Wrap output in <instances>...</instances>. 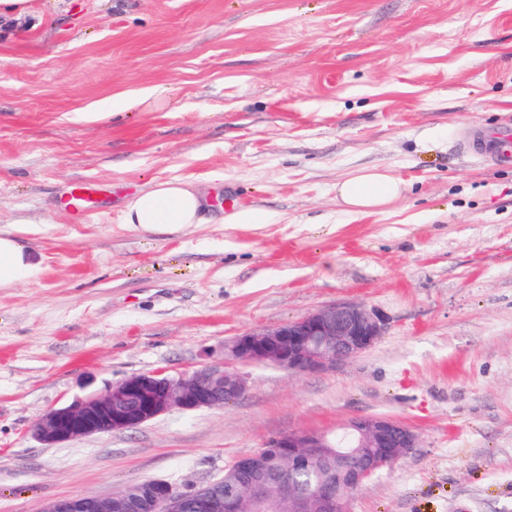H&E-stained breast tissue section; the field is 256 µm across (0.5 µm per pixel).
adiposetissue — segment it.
Here are the masks:
<instances>
[{"label":"adipose tissue","mask_w":512,"mask_h":512,"mask_svg":"<svg viewBox=\"0 0 512 512\" xmlns=\"http://www.w3.org/2000/svg\"><path fill=\"white\" fill-rule=\"evenodd\" d=\"M404 191V183L390 172L363 169L338 182L336 197L351 213H367L387 206ZM208 196L195 183L155 180L137 191L121 211L123 226L149 235L179 234L205 221ZM41 265L13 232L0 229V288H11L37 277Z\"/></svg>","instance_id":"1"}]
</instances>
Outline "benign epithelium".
Wrapping results in <instances>:
<instances>
[{
    "label": "benign epithelium",
    "instance_id": "benign-epithelium-1",
    "mask_svg": "<svg viewBox=\"0 0 512 512\" xmlns=\"http://www.w3.org/2000/svg\"><path fill=\"white\" fill-rule=\"evenodd\" d=\"M384 316L362 304L325 306L275 328H256L224 341L221 361L205 364L188 375L156 370L129 376L105 391L90 390L72 402L51 408L33 428L41 444L52 447L77 438L126 431L173 410L222 408L242 396L246 380L240 364L270 365L288 373L328 371L336 364L370 349L387 330ZM334 432H289L270 439L255 453L234 462L245 477L252 512H273L269 482L262 475L275 461L292 468L311 467L336 457V478L301 493L288 479L277 483L291 512H344L340 484L353 492L381 469L402 460L417 447L418 436L390 417H359ZM194 494L183 495L166 480H149L134 496L123 491L110 496H84L55 501L48 512H182L194 506ZM208 512H241L237 494L215 495Z\"/></svg>",
    "mask_w": 512,
    "mask_h": 512
}]
</instances>
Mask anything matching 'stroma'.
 <instances>
[{
  "label": "stroma",
  "instance_id": "obj_1",
  "mask_svg": "<svg viewBox=\"0 0 512 512\" xmlns=\"http://www.w3.org/2000/svg\"><path fill=\"white\" fill-rule=\"evenodd\" d=\"M0 24V227L42 261L0 290V512L164 479L202 486L277 435L389 416L418 445L347 512H512V0H31ZM107 103L110 119L79 120ZM387 168L385 211L335 185ZM102 202L79 212L74 179ZM213 203L176 235L119 222L149 181ZM266 224H223L225 195ZM355 302L384 336L332 370L241 366L223 409L59 447L86 387L188 374L225 339Z\"/></svg>",
  "mask_w": 512,
  "mask_h": 512
}]
</instances>
